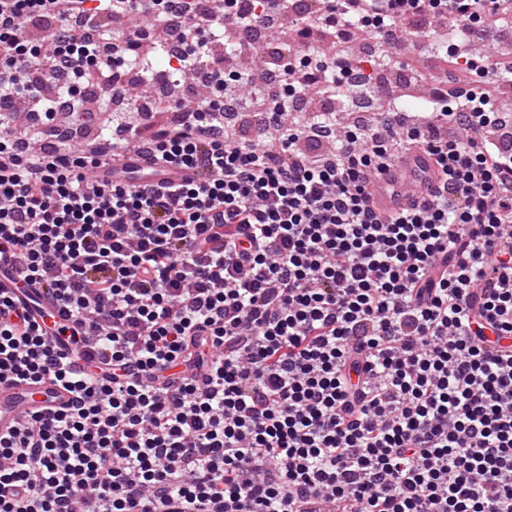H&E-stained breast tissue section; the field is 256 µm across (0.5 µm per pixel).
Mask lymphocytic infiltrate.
I'll return each instance as SVG.
<instances>
[{
	"label": "lymphocytic infiltrate",
	"instance_id": "lymphocytic-infiltrate-1",
	"mask_svg": "<svg viewBox=\"0 0 512 512\" xmlns=\"http://www.w3.org/2000/svg\"><path fill=\"white\" fill-rule=\"evenodd\" d=\"M339 17L394 25L412 11L479 33L502 0H327ZM133 0H0V262L49 290L72 323L74 374L49 328L0 294V381L48 378L75 405L0 435V512H512V127L490 95L437 90L439 111L388 109L313 162L286 94L343 66L302 46L253 80L257 132L232 139L213 99L173 125L117 120L97 150L42 147L56 111L29 72L77 89L106 81L93 39ZM157 27L190 0H142ZM48 19L40 40L30 24ZM199 22L177 35L199 65ZM178 183L91 171L128 144ZM416 150L433 193L376 212L372 173Z\"/></svg>",
	"mask_w": 512,
	"mask_h": 512
}]
</instances>
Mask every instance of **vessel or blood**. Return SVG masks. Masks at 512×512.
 Listing matches in <instances>:
<instances>
[{
  "mask_svg": "<svg viewBox=\"0 0 512 512\" xmlns=\"http://www.w3.org/2000/svg\"><path fill=\"white\" fill-rule=\"evenodd\" d=\"M435 175L427 155L408 152L401 155L391 168L375 176L371 185L374 205L384 212L405 209L412 194L427 192ZM0 289L28 300L34 309L36 322H55L65 326L55 299L47 290L31 288L20 277L4 278L0 275ZM75 397L57 383L44 379L37 382H0V434L16 429L26 414H48L73 406Z\"/></svg>",
  "mask_w": 512,
  "mask_h": 512,
  "instance_id": "b4317fda",
  "label": "vessel or blood"
}]
</instances>
